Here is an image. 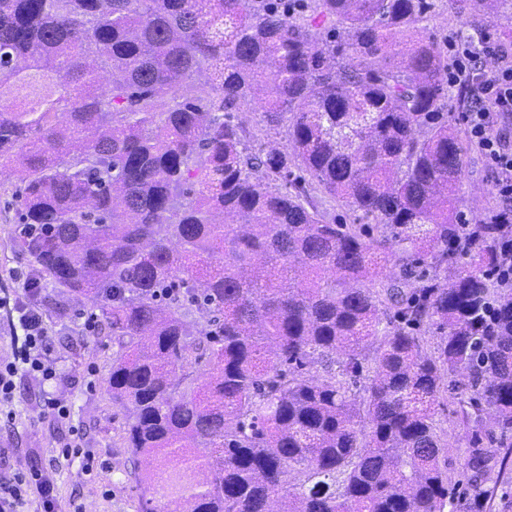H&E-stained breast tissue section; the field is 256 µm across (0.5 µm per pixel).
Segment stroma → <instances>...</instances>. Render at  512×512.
<instances>
[{"instance_id": "35a3bbf8", "label": "stroma", "mask_w": 512, "mask_h": 512, "mask_svg": "<svg viewBox=\"0 0 512 512\" xmlns=\"http://www.w3.org/2000/svg\"><path fill=\"white\" fill-rule=\"evenodd\" d=\"M15 189V182L0 179V297L21 294L23 282L15 274L32 271L30 257L8 245L21 228ZM497 198L488 162L478 151H470L459 210L472 220L484 216ZM39 307L48 328V359L56 375L50 380L26 372L16 376L13 419L0 420V481L35 467L56 485L61 512H70L76 503L84 504L87 512H139L140 491L132 471L148 469L150 463L144 459L133 464L125 442L127 414L113 404L107 391L118 347L101 329L85 330L80 314L95 310L89 300L59 294L48 285ZM52 398L70 405L69 420L46 414V403ZM76 433L93 456V466H86L80 457L53 462L54 450Z\"/></svg>"}]
</instances>
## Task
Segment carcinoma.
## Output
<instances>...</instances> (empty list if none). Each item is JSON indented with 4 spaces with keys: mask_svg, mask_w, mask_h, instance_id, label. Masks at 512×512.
Listing matches in <instances>:
<instances>
[{
    "mask_svg": "<svg viewBox=\"0 0 512 512\" xmlns=\"http://www.w3.org/2000/svg\"><path fill=\"white\" fill-rule=\"evenodd\" d=\"M312 2L0 0V177L34 228L11 247L118 344L108 392L154 461L140 512H478L507 473L512 210L456 206L434 4ZM203 70L206 96L178 94ZM244 106L288 120L289 151L254 145ZM290 165L312 189L271 186ZM185 299L213 313L195 338ZM456 448L448 452V478L453 483L463 478L468 471V454L464 442L460 440Z\"/></svg>",
    "mask_w": 512,
    "mask_h": 512,
    "instance_id": "cac0c4a2",
    "label": "carcinoma"
}]
</instances>
